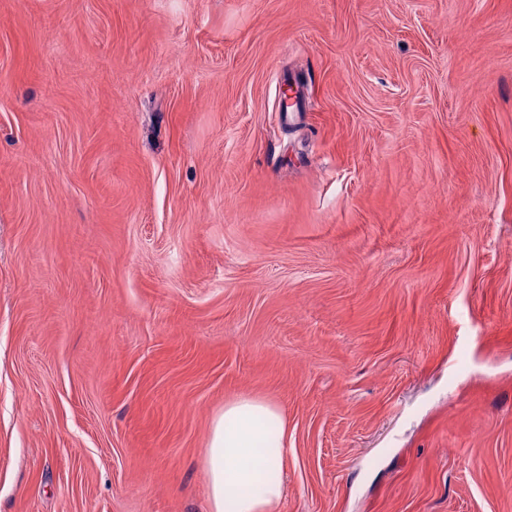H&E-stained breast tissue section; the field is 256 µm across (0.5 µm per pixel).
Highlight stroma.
<instances>
[{
  "mask_svg": "<svg viewBox=\"0 0 512 512\" xmlns=\"http://www.w3.org/2000/svg\"><path fill=\"white\" fill-rule=\"evenodd\" d=\"M241 395L279 512H512V0H0V512H209ZM288 458V422L270 400L241 396L214 417L205 469L210 512H277Z\"/></svg>",
  "mask_w": 512,
  "mask_h": 512,
  "instance_id": "stroma-1",
  "label": "stroma"
}]
</instances>
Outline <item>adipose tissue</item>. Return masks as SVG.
<instances>
[{
	"label": "adipose tissue",
	"mask_w": 512,
	"mask_h": 512,
	"mask_svg": "<svg viewBox=\"0 0 512 512\" xmlns=\"http://www.w3.org/2000/svg\"><path fill=\"white\" fill-rule=\"evenodd\" d=\"M288 458V422L270 400L228 401L211 423L205 469L210 512H278Z\"/></svg>",
	"instance_id": "adipose-tissue-1"
}]
</instances>
